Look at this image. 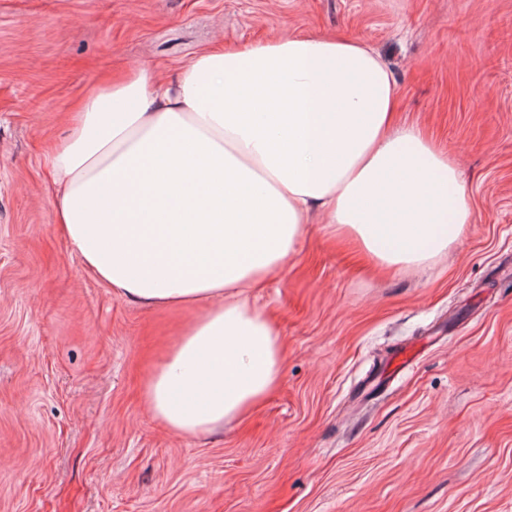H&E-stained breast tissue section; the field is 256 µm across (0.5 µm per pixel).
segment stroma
I'll return each mask as SVG.
<instances>
[{"label":"stroma","instance_id":"stroma-1","mask_svg":"<svg viewBox=\"0 0 512 512\" xmlns=\"http://www.w3.org/2000/svg\"><path fill=\"white\" fill-rule=\"evenodd\" d=\"M281 34L373 48L474 222L369 273L313 215L251 297L287 345L280 388L180 437L143 395L191 312L86 273L44 156L103 75ZM0 512H512V0H0Z\"/></svg>","mask_w":512,"mask_h":512}]
</instances>
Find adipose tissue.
I'll return each instance as SVG.
<instances>
[{
	"mask_svg": "<svg viewBox=\"0 0 512 512\" xmlns=\"http://www.w3.org/2000/svg\"><path fill=\"white\" fill-rule=\"evenodd\" d=\"M396 84L361 41L215 46L174 74L93 87L45 163L56 220L119 297L195 309L148 375L183 437L243 422L280 387L286 346L252 305L311 211L377 268L409 270L472 223L457 160L397 125Z\"/></svg>",
	"mask_w": 512,
	"mask_h": 512,
	"instance_id": "1",
	"label": "adipose tissue"
}]
</instances>
